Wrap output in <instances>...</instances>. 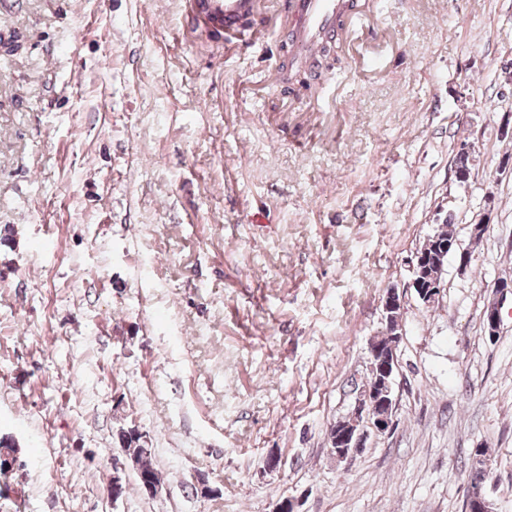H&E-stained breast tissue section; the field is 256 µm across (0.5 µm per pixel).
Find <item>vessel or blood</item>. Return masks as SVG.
Instances as JSON below:
<instances>
[{"mask_svg": "<svg viewBox=\"0 0 512 512\" xmlns=\"http://www.w3.org/2000/svg\"><path fill=\"white\" fill-rule=\"evenodd\" d=\"M258 0H191L196 20L223 29L228 42L258 43L262 35L244 24ZM288 11L295 19L293 49L299 56L315 54L328 34L335 31L340 16L357 17V0H288Z\"/></svg>", "mask_w": 512, "mask_h": 512, "instance_id": "b4317fda", "label": "vessel or blood"}]
</instances>
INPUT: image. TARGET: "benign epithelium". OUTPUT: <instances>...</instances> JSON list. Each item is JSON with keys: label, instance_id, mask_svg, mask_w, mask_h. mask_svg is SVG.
I'll list each match as a JSON object with an SVG mask.
<instances>
[{"label": "benign epithelium", "instance_id": "benign-epithelium-1", "mask_svg": "<svg viewBox=\"0 0 512 512\" xmlns=\"http://www.w3.org/2000/svg\"><path fill=\"white\" fill-rule=\"evenodd\" d=\"M487 229L485 224H476L470 230V245L463 246L455 239L442 247L436 256L424 250H418L412 259V280L410 287L417 297L427 306L435 304L439 299L444 284V270L448 256H453L463 269L471 262L472 248L479 243ZM496 298L487 303L483 316L488 336L498 333L500 324L501 301L512 295V278H502L495 285ZM402 293L395 287L386 290L383 298L384 328L381 335L373 337L369 342V376L358 389L353 410L344 418L337 420L328 432L330 452L338 460H347L365 447L369 424L378 433L392 430L394 392L393 380L398 367L397 349L401 340L400 318L402 313ZM127 460L136 468L137 478L141 482L143 495L153 498L163 490V484L137 469L135 458L126 455ZM475 512H493L492 503L484 490L467 494L466 510Z\"/></svg>", "mask_w": 512, "mask_h": 512}]
</instances>
